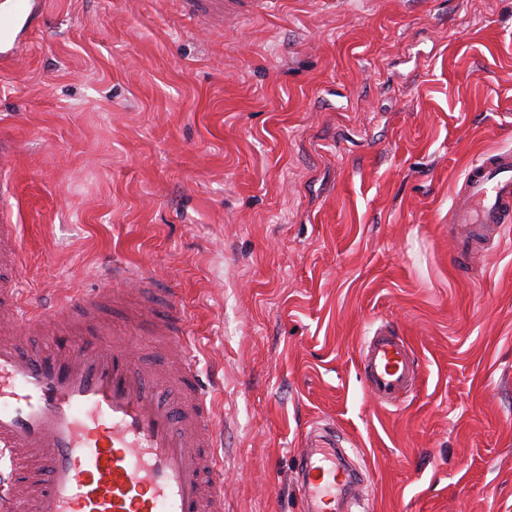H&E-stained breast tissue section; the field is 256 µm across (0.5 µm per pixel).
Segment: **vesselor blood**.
<instances>
[{
  "instance_id": "1",
  "label": "vessel or blood",
  "mask_w": 512,
  "mask_h": 512,
  "mask_svg": "<svg viewBox=\"0 0 512 512\" xmlns=\"http://www.w3.org/2000/svg\"><path fill=\"white\" fill-rule=\"evenodd\" d=\"M0 9V63L23 46L21 31L45 22L43 0H11ZM203 29L221 30L244 19L271 14L276 0H176ZM463 199L452 208L468 251L512 218V150L488 151L464 180ZM143 277L113 267L99 295L83 296L48 314L16 303V284L0 280V302L12 297L11 322L40 330L62 317L83 322L80 337L55 353L0 343V459L18 449L33 466L0 483V512H21V490L33 493L32 512H224V458L218 451L220 421L214 396L186 349L183 314H158L145 306L136 323L112 331L96 324L100 301L129 299L148 290ZM153 321L166 337L168 357L155 368L135 358L133 336ZM365 378L378 399L405 391L413 362L403 337H373L363 359ZM165 380L181 398L163 402L156 384ZM310 508L336 488V451L317 449L302 479Z\"/></svg>"
}]
</instances>
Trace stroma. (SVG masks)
<instances>
[{
    "label": "stroma",
    "instance_id": "35a3bbf8",
    "mask_svg": "<svg viewBox=\"0 0 512 512\" xmlns=\"http://www.w3.org/2000/svg\"><path fill=\"white\" fill-rule=\"evenodd\" d=\"M173 0H49L0 73L27 309L125 264L185 314L224 512H304L344 448L363 512H512V223L460 255L468 169L512 149V0H283L207 38ZM417 372L394 404L360 352ZM363 368L370 391L383 401L405 391L414 374L405 340L394 331L372 338L364 353ZM307 497L308 512L318 511V505L336 490V448H318L309 458L302 479Z\"/></svg>",
    "mask_w": 512,
    "mask_h": 512
}]
</instances>
